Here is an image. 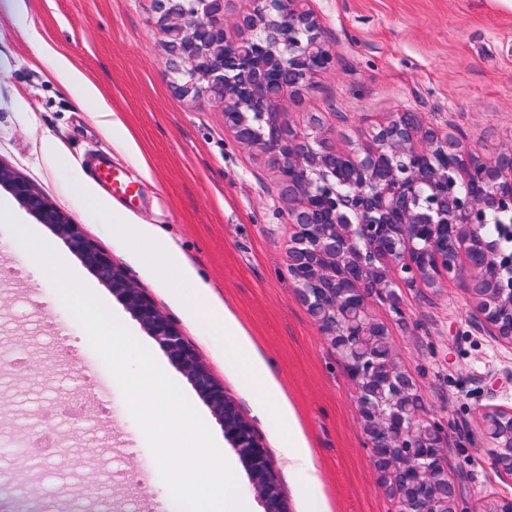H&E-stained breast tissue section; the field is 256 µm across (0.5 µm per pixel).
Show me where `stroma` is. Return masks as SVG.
<instances>
[{"label": "stroma", "mask_w": 512, "mask_h": 512, "mask_svg": "<svg viewBox=\"0 0 512 512\" xmlns=\"http://www.w3.org/2000/svg\"><path fill=\"white\" fill-rule=\"evenodd\" d=\"M43 51L0 11V162L67 212L178 324L262 438L286 512H305L279 450L276 423L258 411L224 356L217 325L140 264L127 237L112 232L107 208L86 209L71 181L94 154L114 170H133L89 118L114 111L143 155L127 213L158 227L179 247L203 284V298L225 304L279 382L313 450L321 494L331 512H395L380 486L341 359L296 297L288 275V202L274 169L236 146L224 114L181 97L171 83L155 0H28ZM333 55L332 70L301 101L291 124L308 114L352 149L399 112L418 113L469 144L476 156L512 151V6L506 0H313ZM77 70L96 91L79 99L59 66ZM60 149L66 166L52 164ZM105 307L150 351L181 388L224 453L232 448L210 407L159 343L74 253ZM401 312L379 300L401 370L415 381L427 414L448 434L444 450L459 512H481L512 479L492 465L479 412L512 407V348L476 317L466 280L437 288L399 287ZM95 397L87 419L58 418L62 440L51 454L18 467L11 450L21 427L42 419L72 385ZM117 469L102 485L104 465ZM174 512L170 488L116 380L61 301L34 268L13 226L0 223V512Z\"/></svg>", "instance_id": "1"}]
</instances>
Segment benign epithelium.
Wrapping results in <instances>:
<instances>
[{"mask_svg":"<svg viewBox=\"0 0 512 512\" xmlns=\"http://www.w3.org/2000/svg\"><path fill=\"white\" fill-rule=\"evenodd\" d=\"M156 2L176 91L220 107L236 145L276 170L291 202L288 274L355 385L374 467L398 512H457L443 461L448 436L427 420L369 301L400 315L396 280L436 288L463 271L475 312L512 346V251L490 249L479 235L489 214L512 208V153L478 158L458 139L423 128L415 112L398 113L369 144L344 151L319 116L299 129L284 120L285 104L311 91L333 63L311 0H248L232 15V0ZM231 30L240 37L229 38ZM0 187L49 225L159 342L211 408L265 512H284L263 441L177 324L66 213L1 163ZM342 208L359 223H340ZM482 419L496 472L512 478V409L488 408Z\"/></svg>","mask_w":512,"mask_h":512,"instance_id":"7a95c632","label":"benign epithelium"}]
</instances>
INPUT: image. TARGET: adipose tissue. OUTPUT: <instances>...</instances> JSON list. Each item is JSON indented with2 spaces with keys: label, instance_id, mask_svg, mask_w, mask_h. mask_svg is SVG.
<instances>
[{
  "label": "adipose tissue",
  "instance_id": "adipose-tissue-1",
  "mask_svg": "<svg viewBox=\"0 0 512 512\" xmlns=\"http://www.w3.org/2000/svg\"><path fill=\"white\" fill-rule=\"evenodd\" d=\"M112 229L129 236L139 260L167 285L182 288L192 276L178 247L152 224L144 221L130 223L125 209L112 203ZM187 303L197 318L216 321L224 333L229 360L237 374L260 396V410L277 422L278 436L283 442V458L297 479L300 489L311 491L320 483L318 469L296 414L280 384L267 370L255 352L238 320L226 307L203 302L200 296L188 297Z\"/></svg>",
  "mask_w": 512,
  "mask_h": 512
}]
</instances>
